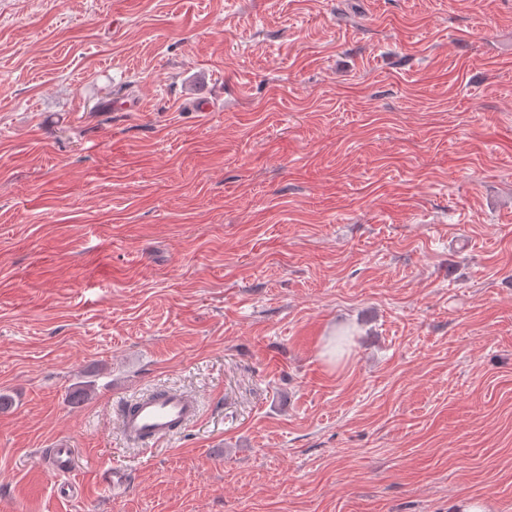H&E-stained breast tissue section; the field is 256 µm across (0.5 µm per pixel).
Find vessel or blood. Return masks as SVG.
<instances>
[{"mask_svg":"<svg viewBox=\"0 0 512 512\" xmlns=\"http://www.w3.org/2000/svg\"><path fill=\"white\" fill-rule=\"evenodd\" d=\"M200 405L194 396L172 389H158L126 403L119 429L126 441H162L196 420Z\"/></svg>","mask_w":512,"mask_h":512,"instance_id":"1","label":"vessel or blood"}]
</instances>
